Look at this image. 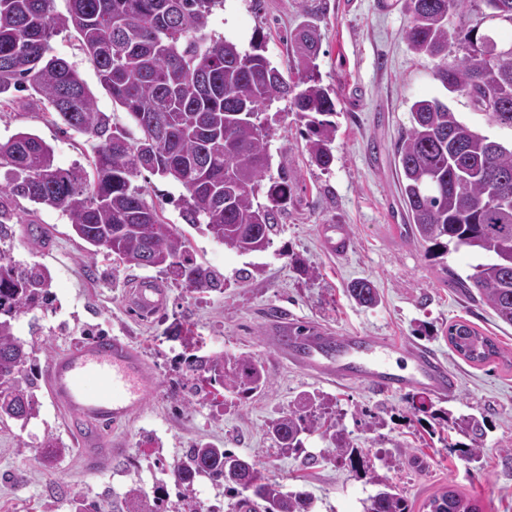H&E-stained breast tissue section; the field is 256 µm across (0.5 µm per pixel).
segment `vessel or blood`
I'll list each match as a JSON object with an SVG mask.
<instances>
[{"mask_svg":"<svg viewBox=\"0 0 512 512\" xmlns=\"http://www.w3.org/2000/svg\"><path fill=\"white\" fill-rule=\"evenodd\" d=\"M329 252L345 254L350 234L343 224L322 228ZM167 291L142 277L125 296L127 305L148 317L167 305ZM280 356L303 371L336 384H365L397 393L432 392L439 399L454 395L457 378L432 349L406 345L382 336L336 335L318 325L280 319L272 329ZM51 401L65 414L64 424L79 440V451L96 459L105 445L100 429L133 420L158 386L145 356L127 339L103 336L70 347L53 359L45 373Z\"/></svg>","mask_w":512,"mask_h":512,"instance_id":"1","label":"vessel or blood"}]
</instances>
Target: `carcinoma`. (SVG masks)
<instances>
[{"label":"carcinoma","instance_id":"carcinoma-1","mask_svg":"<svg viewBox=\"0 0 512 512\" xmlns=\"http://www.w3.org/2000/svg\"><path fill=\"white\" fill-rule=\"evenodd\" d=\"M56 0H0V107L27 91L48 105L62 126L95 142L88 167L68 169L38 136L19 132L0 143L1 198H23L60 212L74 234L126 265L172 272L196 290L221 291L224 276L196 262L187 238L166 223L156 204L132 177L147 170L180 183L182 218L220 237L240 254L257 253L271 243L288 202V176L270 182L267 203L255 202L271 165L269 129L263 108L275 98L292 97L310 135L306 151L317 166L333 161L336 100L316 73L320 46L317 26L304 24L289 43L295 77H286L254 44L246 52L202 31L224 0H67V14ZM412 16L406 31L414 53L440 60L436 78L450 92L465 95L489 126L512 129V41L485 39L490 58L478 60L468 42L474 28L458 39L448 30L452 15L492 14L512 28V0H405ZM73 27L81 50L96 67L101 83L121 106L140 136L111 123L67 60L51 54L50 40ZM396 157L400 190L410 227L427 251L445 255L468 248L483 257L472 273L445 271L459 287L477 293L502 324L512 326V147L461 120L447 104L419 100L411 108ZM51 273L44 265H25L0 252V420L25 425L38 417L35 346L15 334L18 315L49 301ZM358 305H377L375 288L356 280L347 288ZM448 343L463 359L486 363L499 355L495 341L465 322L448 326ZM195 397L209 388L246 396L268 385L262 366L249 355L183 353L179 361ZM472 435L464 453L477 457L484 436L479 421L453 422ZM284 453L302 449V435L322 432L336 458L357 468L364 461L341 429H322L309 413V400L266 425ZM177 501L166 486L149 497L136 487L125 493L126 512H197L189 492L207 477L225 491L261 502L264 512H311L314 498L306 489L283 491L263 480L253 461L210 443L188 449L170 471ZM429 512H478L476 504L453 488L432 497ZM364 512H409L407 500L390 487L368 498Z\"/></svg>","mask_w":512,"mask_h":512}]
</instances>
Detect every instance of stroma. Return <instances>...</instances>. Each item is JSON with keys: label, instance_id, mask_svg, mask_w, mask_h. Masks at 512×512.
<instances>
[{"label": "stroma", "instance_id": "1", "mask_svg": "<svg viewBox=\"0 0 512 512\" xmlns=\"http://www.w3.org/2000/svg\"><path fill=\"white\" fill-rule=\"evenodd\" d=\"M306 20L321 32L317 71L336 101L334 160L326 169L310 163L309 131L291 99L266 107L268 174L290 176L292 190L265 252L239 254L185 224V190L177 182L146 170L132 180L145 188L148 202L161 206L166 222L183 231L193 259L223 274V290L196 291L167 271L130 267L101 255L88 258L85 242L66 216L25 199L12 203L20 220L11 224L9 238L0 240V250H9L15 260L45 265L52 276L51 305L14 322L18 337L37 342L39 371L75 344L124 336L153 365L159 388L133 422L106 428L107 436L125 443V454L90 464L79 456L46 389L38 388L36 419L24 426L0 423V512H71L74 491L95 501L101 512H117L130 487L153 494L169 481L185 449L201 440L255 460L261 476L276 480L283 490L308 489L313 512H363L381 480L407 499L411 512H428L429 499L451 486L476 500L480 512H512V327L444 279L443 266L468 274L480 263L478 254L463 248L440 259L406 235L394 156L395 143L410 124L411 106L421 99L448 103L460 119L502 143L512 142V130L487 126L465 96L441 85L435 59L409 49L405 31L411 18L404 0H224L207 32L244 50L252 41L262 42L273 65L288 76L294 71L288 36ZM51 52L76 66L100 111L130 126L125 110L113 104L80 51L74 29L60 31ZM21 131L49 144L64 168L86 163L91 154L88 136L61 131L38 103L0 110V141ZM325 224L348 225L352 245L347 254L327 252L320 233ZM144 276L158 280L169 296L166 308L149 318L124 301L133 282ZM357 279L377 288L376 307L359 306L349 297L347 286ZM284 314L340 335L360 332L433 347L459 378L456 395L434 400L433 406L453 419L485 418L478 459L460 456L455 445L462 434L428 420L418 411L413 391L333 384L289 364L267 334L268 322ZM460 320L491 336L500 357L485 364L460 358L448 344V327ZM176 322L188 329L201 353L253 356L263 366L267 388L243 398L222 391L206 402L178 396L183 347L167 337ZM304 394L325 399L321 414L338 419L373 475L351 471L316 435L307 437L299 453L278 451L265 425ZM47 435L68 448L48 464L39 448Z\"/></svg>", "mask_w": 512, "mask_h": 512}]
</instances>
